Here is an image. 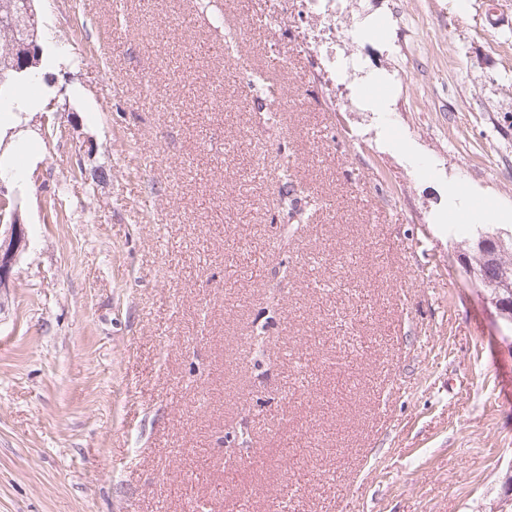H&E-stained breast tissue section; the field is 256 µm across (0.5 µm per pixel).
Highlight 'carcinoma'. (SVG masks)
I'll list each match as a JSON object with an SVG mask.
<instances>
[{
  "label": "carcinoma",
  "mask_w": 512,
  "mask_h": 512,
  "mask_svg": "<svg viewBox=\"0 0 512 512\" xmlns=\"http://www.w3.org/2000/svg\"><path fill=\"white\" fill-rule=\"evenodd\" d=\"M34 0H8L13 21L0 22V58L16 43L34 36L25 22V12ZM466 272L482 288L491 302L512 306V234H498L491 224L478 225L466 246Z\"/></svg>",
  "instance_id": "cac0c4a2"
}]
</instances>
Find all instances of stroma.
<instances>
[{"label":"stroma","instance_id":"obj_1","mask_svg":"<svg viewBox=\"0 0 512 512\" xmlns=\"http://www.w3.org/2000/svg\"><path fill=\"white\" fill-rule=\"evenodd\" d=\"M34 5L0 512H497L512 344L452 214L512 230V0H340V80L285 0Z\"/></svg>","mask_w":512,"mask_h":512}]
</instances>
